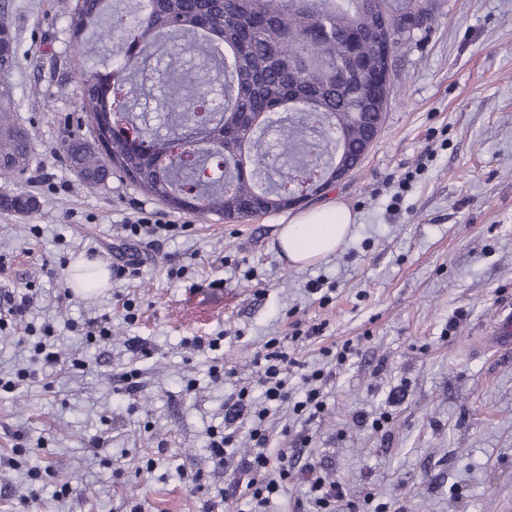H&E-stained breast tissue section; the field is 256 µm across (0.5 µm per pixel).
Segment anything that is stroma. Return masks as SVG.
<instances>
[{
	"instance_id": "obj_1",
	"label": "stroma",
	"mask_w": 512,
	"mask_h": 512,
	"mask_svg": "<svg viewBox=\"0 0 512 512\" xmlns=\"http://www.w3.org/2000/svg\"><path fill=\"white\" fill-rule=\"evenodd\" d=\"M427 40L401 47L383 125L360 173L330 187L313 207L348 206L357 220L339 252L305 268L276 246L294 210L239 223L176 212L120 177L81 181L60 151L62 120L78 111L80 67L58 0H9L18 37L11 77L20 120L32 133L28 215L0 211V289L38 298L26 321L0 331V375L29 366L25 322L55 325L61 362L14 392H0V512H235L224 491L249 443L224 467L207 448L215 427L246 430L234 409L249 387L259 399L254 354L296 325L324 324L296 357L322 363L332 343L360 353L327 382L326 411L292 423L270 413L272 449L281 429L308 434L323 476L352 499L374 493L392 512H512V345L499 320L512 316V0H432ZM149 211L187 225L174 240L126 238V218ZM105 266L135 259L139 276L72 291L77 260ZM332 286L329 302L308 291ZM135 303L127 322L123 306ZM105 315L112 344L68 331L67 320ZM458 318L456 330L448 321ZM223 336L227 373L209 375L214 354L184 345ZM138 338L141 352L125 346ZM139 372L133 397L122 375ZM386 414L383 431L357 424ZM25 444L19 465L5 466ZM43 473L36 504L20 502ZM202 474L195 490L192 475ZM69 486L64 497L56 490Z\"/></svg>"
}]
</instances>
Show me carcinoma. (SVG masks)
Instances as JSON below:
<instances>
[{"label":"carcinoma","instance_id":"obj_1","mask_svg":"<svg viewBox=\"0 0 512 512\" xmlns=\"http://www.w3.org/2000/svg\"><path fill=\"white\" fill-rule=\"evenodd\" d=\"M420 0H134L112 11V0H65L64 17L76 53L90 40L124 33L119 59L84 66L82 120L61 151L85 182L126 178L171 210L207 222H240L289 208L291 197L316 196L355 175L372 146L391 89L369 35L392 48L421 30L411 9ZM166 40L190 43L204 60L224 61V102L208 106L203 88L214 81L199 67L152 71L160 89L156 110L169 131L138 122L130 74L139 50ZM18 64L17 34L0 8V181L29 170L31 132L18 118L8 77ZM355 75L336 82V67ZM192 123L210 148H196L179 131ZM87 133H81L82 127ZM224 176L207 173L209 160ZM26 193L0 192V210L27 214Z\"/></svg>","mask_w":512,"mask_h":512}]
</instances>
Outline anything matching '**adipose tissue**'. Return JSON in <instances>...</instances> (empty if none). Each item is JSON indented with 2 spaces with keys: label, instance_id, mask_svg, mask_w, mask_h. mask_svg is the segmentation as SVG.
Segmentation results:
<instances>
[{
  "label": "adipose tissue",
  "instance_id": "ef3b65f1",
  "mask_svg": "<svg viewBox=\"0 0 512 512\" xmlns=\"http://www.w3.org/2000/svg\"><path fill=\"white\" fill-rule=\"evenodd\" d=\"M355 216L340 203L296 215L277 236L281 257L294 266L315 264L336 253L349 235Z\"/></svg>",
  "mask_w": 512,
  "mask_h": 512
}]
</instances>
